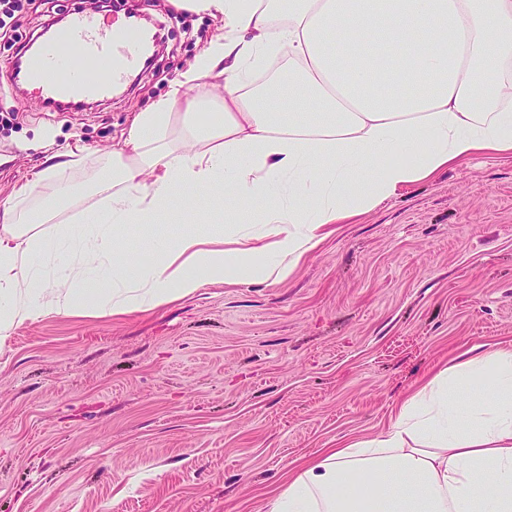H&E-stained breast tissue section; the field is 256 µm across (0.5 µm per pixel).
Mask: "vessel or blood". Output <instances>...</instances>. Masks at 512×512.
<instances>
[{"label": "vessel or blood", "instance_id": "b4317fda", "mask_svg": "<svg viewBox=\"0 0 512 512\" xmlns=\"http://www.w3.org/2000/svg\"><path fill=\"white\" fill-rule=\"evenodd\" d=\"M140 62L134 37L117 39L98 30L95 16L72 13L63 39L41 45L17 69L48 104L108 95Z\"/></svg>", "mask_w": 512, "mask_h": 512}]
</instances>
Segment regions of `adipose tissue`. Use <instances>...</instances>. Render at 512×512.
Listing matches in <instances>:
<instances>
[{"instance_id": "ef3b65f1", "label": "adipose tissue", "mask_w": 512, "mask_h": 512, "mask_svg": "<svg viewBox=\"0 0 512 512\" xmlns=\"http://www.w3.org/2000/svg\"><path fill=\"white\" fill-rule=\"evenodd\" d=\"M224 31L112 151L100 209L33 231L0 202V332L155 310L220 276L274 284L408 185L512 154V0H176ZM288 50L287 84L255 75ZM224 77L209 102L207 78ZM210 193L209 211L194 196ZM181 213L149 260L117 239ZM223 215L224 232L202 225ZM475 390L460 406L454 391ZM266 512H512V346L448 366L379 436L288 473Z\"/></svg>"}]
</instances>
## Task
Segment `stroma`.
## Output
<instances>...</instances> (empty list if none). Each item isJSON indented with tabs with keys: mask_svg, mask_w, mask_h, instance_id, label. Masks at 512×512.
Masks as SVG:
<instances>
[{
	"mask_svg": "<svg viewBox=\"0 0 512 512\" xmlns=\"http://www.w3.org/2000/svg\"><path fill=\"white\" fill-rule=\"evenodd\" d=\"M163 44L132 87L51 112L11 66L85 0L0 29V200L67 223L137 112L224 29L138 0ZM78 162L39 180L54 152ZM512 341V157L478 156L340 225L280 283L219 281L148 313L0 337V512H264L291 464L370 439L438 370Z\"/></svg>",
	"mask_w": 512,
	"mask_h": 512,
	"instance_id": "stroma-1",
	"label": "stroma"
}]
</instances>
